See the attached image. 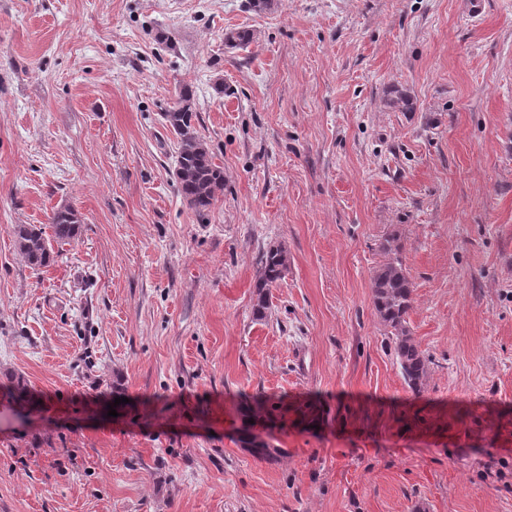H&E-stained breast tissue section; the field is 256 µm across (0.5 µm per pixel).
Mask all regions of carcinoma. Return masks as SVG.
Segmentation results:
<instances>
[{
    "label": "carcinoma",
    "mask_w": 512,
    "mask_h": 512,
    "mask_svg": "<svg viewBox=\"0 0 512 512\" xmlns=\"http://www.w3.org/2000/svg\"><path fill=\"white\" fill-rule=\"evenodd\" d=\"M195 118L194 95L189 87H182L174 105L165 113V121L178 144L175 168L178 190L188 204L201 214L210 208L224 189V170L214 163L207 146L199 138ZM49 227L52 230L50 236L43 227L35 224H19L14 228L17 248L33 269L55 262L59 253L54 251L52 243L61 246L77 237L81 220L73 208L62 207L53 212ZM382 250L389 259L373 275L374 307L388 329L390 345L405 383L418 393L424 386L430 359L419 348L407 326L412 283L394 241L385 240ZM287 267L288 257L282 247L273 246L262 254L255 283V312L258 315L264 314L268 306L269 288L282 278Z\"/></svg>",
    "instance_id": "1"
}]
</instances>
